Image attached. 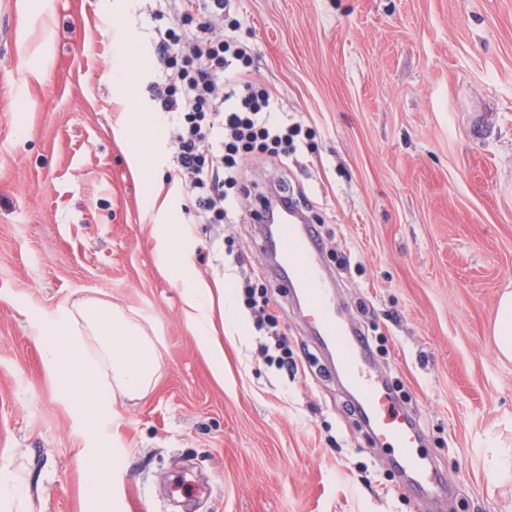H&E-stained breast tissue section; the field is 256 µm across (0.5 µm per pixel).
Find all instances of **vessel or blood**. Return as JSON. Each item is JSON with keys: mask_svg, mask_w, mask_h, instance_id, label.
Masks as SVG:
<instances>
[{"mask_svg": "<svg viewBox=\"0 0 512 512\" xmlns=\"http://www.w3.org/2000/svg\"><path fill=\"white\" fill-rule=\"evenodd\" d=\"M280 214V223L262 225L259 237L260 246L275 256V273L299 289L312 325L338 358L337 368L351 388L354 406L367 420L375 443L389 449L403 470L430 479L431 472L418 453L421 431L373 376L365 337L346 329L336 317L334 301L317 265L322 252L317 226L300 223L294 207L281 209Z\"/></svg>", "mask_w": 512, "mask_h": 512, "instance_id": "vessel-or-blood-1", "label": "vessel or blood"}]
</instances>
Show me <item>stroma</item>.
Wrapping results in <instances>:
<instances>
[{"label": "stroma", "mask_w": 512, "mask_h": 512, "mask_svg": "<svg viewBox=\"0 0 512 512\" xmlns=\"http://www.w3.org/2000/svg\"><path fill=\"white\" fill-rule=\"evenodd\" d=\"M238 39L309 130L296 153L245 165L249 193L200 223L162 137L146 163L216 286L266 277L251 221L272 183L304 197L344 324L426 434L444 489L415 495L376 447L288 283L272 280L300 365L272 366L241 300L216 378L157 264L147 182L122 116L148 112L153 0H0V467L29 512H94L86 448L106 451L113 512H512L492 449L512 445V363L493 341L512 289V0H230ZM138 69L134 88L111 76ZM350 260L347 268L340 257ZM91 297L137 319L160 353L145 396L80 412L44 368L35 321Z\"/></svg>", "instance_id": "1"}]
</instances>
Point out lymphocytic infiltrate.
<instances>
[{
  "mask_svg": "<svg viewBox=\"0 0 512 512\" xmlns=\"http://www.w3.org/2000/svg\"><path fill=\"white\" fill-rule=\"evenodd\" d=\"M227 0H166L157 20L160 76L149 86L157 112L170 115L176 173L204 223L226 221L237 201L242 164L253 153L288 158L302 141L301 122L273 120L274 96L253 76L250 47Z\"/></svg>",
  "mask_w": 512,
  "mask_h": 512,
  "instance_id": "f902f5d3",
  "label": "lymphocytic infiltrate"
}]
</instances>
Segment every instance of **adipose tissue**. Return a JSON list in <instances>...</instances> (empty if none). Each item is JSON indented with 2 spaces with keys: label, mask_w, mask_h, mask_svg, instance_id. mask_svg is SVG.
<instances>
[{
  "label": "adipose tissue",
  "mask_w": 512,
  "mask_h": 512,
  "mask_svg": "<svg viewBox=\"0 0 512 512\" xmlns=\"http://www.w3.org/2000/svg\"><path fill=\"white\" fill-rule=\"evenodd\" d=\"M167 247L158 264L181 288L184 314L199 347L208 355L216 376L224 374V346L215 334V302H230L229 289H213L192 274L184 252L185 225H156ZM43 364L61 392L78 393L77 406L95 414L108 409L117 396L147 393L159 370L158 351L136 320L104 299H86L61 310L53 323L38 328Z\"/></svg>",
  "instance_id": "ef3b65f1"
}]
</instances>
